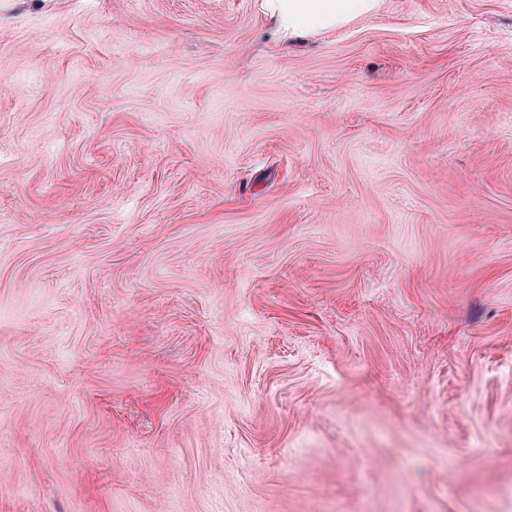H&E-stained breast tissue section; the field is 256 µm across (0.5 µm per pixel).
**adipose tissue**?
<instances>
[{
	"label": "adipose tissue",
	"mask_w": 512,
	"mask_h": 512,
	"mask_svg": "<svg viewBox=\"0 0 512 512\" xmlns=\"http://www.w3.org/2000/svg\"><path fill=\"white\" fill-rule=\"evenodd\" d=\"M285 38L326 31L370 12L375 0H268Z\"/></svg>",
	"instance_id": "obj_1"
}]
</instances>
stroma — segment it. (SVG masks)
Instances as JSON below:
<instances>
[{"label":"stroma","instance_id":"1","mask_svg":"<svg viewBox=\"0 0 512 512\" xmlns=\"http://www.w3.org/2000/svg\"><path fill=\"white\" fill-rule=\"evenodd\" d=\"M0 512H512V0H0ZM285 38L334 29L370 12L375 0H268Z\"/></svg>","mask_w":512,"mask_h":512}]
</instances>
